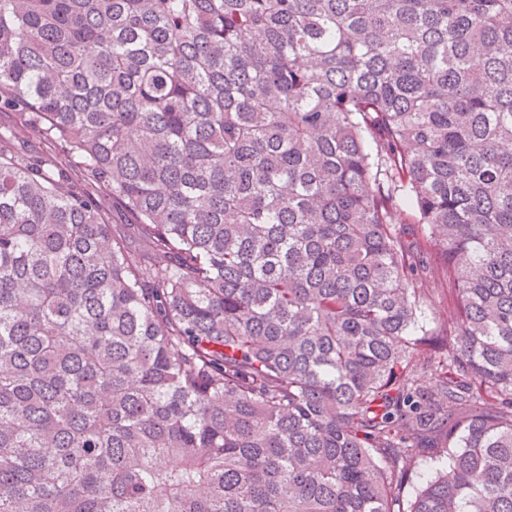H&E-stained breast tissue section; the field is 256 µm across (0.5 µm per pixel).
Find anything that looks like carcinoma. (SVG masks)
Here are the masks:
<instances>
[{
	"mask_svg": "<svg viewBox=\"0 0 512 512\" xmlns=\"http://www.w3.org/2000/svg\"><path fill=\"white\" fill-rule=\"evenodd\" d=\"M2 107L0 512H512V0H0ZM400 228L405 241L420 253L421 257L417 262L415 277L425 281L428 288H434L433 293L426 303V314L428 318H434L435 322L444 323L454 316L453 291L448 286V280L441 272H437L433 254L425 245L416 224H396Z\"/></svg>",
	"mask_w": 512,
	"mask_h": 512,
	"instance_id": "1",
	"label": "carcinoma"
}]
</instances>
